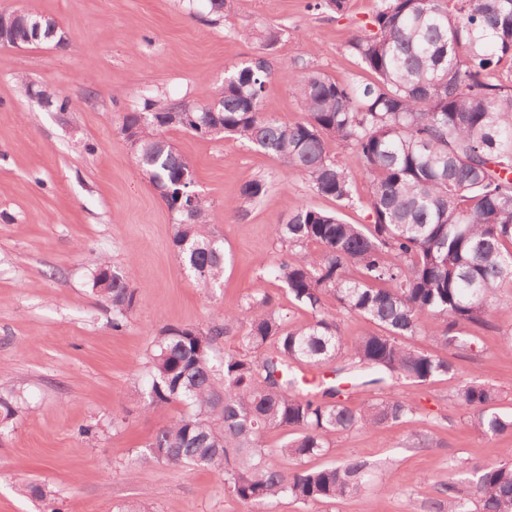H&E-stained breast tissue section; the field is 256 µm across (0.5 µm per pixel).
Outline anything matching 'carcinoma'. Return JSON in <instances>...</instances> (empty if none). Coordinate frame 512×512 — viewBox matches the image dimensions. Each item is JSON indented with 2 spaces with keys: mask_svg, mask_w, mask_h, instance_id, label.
Wrapping results in <instances>:
<instances>
[{
  "mask_svg": "<svg viewBox=\"0 0 512 512\" xmlns=\"http://www.w3.org/2000/svg\"><path fill=\"white\" fill-rule=\"evenodd\" d=\"M348 2L310 0L308 7L342 16ZM375 2L348 42L371 78L339 81L304 70L292 88L304 112L299 122L262 110L273 66L260 55L224 76L216 112L155 95L118 126L152 185L169 189L164 199L180 216L173 246L205 290L224 278V240L211 230L205 201L180 197L195 169L165 130L212 139L211 127L220 123L224 134L305 175L315 194L347 205L356 204L354 180L329 141L362 161L370 223L302 205L272 226L285 252L275 277L310 312L309 321L291 322L258 291L244 318L224 310L219 326H164L153 340L139 403L186 411L157 432L143 458L211 469L248 506L282 497L338 502L365 489L372 476L365 459L320 467L306 461L324 455L340 433L409 421L420 407L413 397L388 395L352 409L341 399L343 383L382 386L396 377L418 387L451 374L452 362L408 339L433 319L440 346L473 350L463 329L494 327L499 290L512 284V0ZM144 114L162 123L142 125ZM265 192V182L253 180L240 195L246 203ZM89 286L112 306V327H123L139 302L133 268L101 261ZM329 299L375 331L346 343L325 308ZM230 333L237 347L214 358V342ZM296 363L332 366L335 379L306 381ZM499 397L481 380L464 382L453 395L471 426L492 437L512 431V415L496 407ZM275 429L290 435L277 449L287 469L267 460L263 438ZM505 452V461L473 466L464 486L448 477V512H512V448Z\"/></svg>",
  "mask_w": 512,
  "mask_h": 512,
  "instance_id": "1",
  "label": "carcinoma"
}]
</instances>
